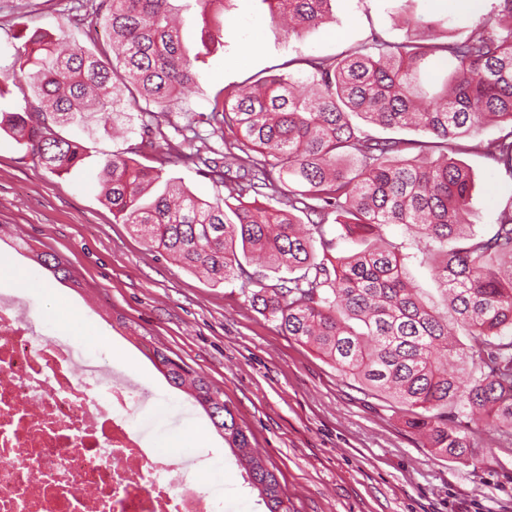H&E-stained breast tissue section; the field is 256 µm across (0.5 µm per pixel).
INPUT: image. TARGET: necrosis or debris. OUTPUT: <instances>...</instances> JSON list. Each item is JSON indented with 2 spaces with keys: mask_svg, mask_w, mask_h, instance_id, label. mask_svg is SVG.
I'll return each mask as SVG.
<instances>
[{
  "mask_svg": "<svg viewBox=\"0 0 512 512\" xmlns=\"http://www.w3.org/2000/svg\"><path fill=\"white\" fill-rule=\"evenodd\" d=\"M23 310L0 295V512H222L198 485L207 455L143 440L149 393Z\"/></svg>",
  "mask_w": 512,
  "mask_h": 512,
  "instance_id": "4bbe7bcc",
  "label": "necrosis or debris"
}]
</instances>
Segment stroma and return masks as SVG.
<instances>
[{
  "instance_id": "obj_1",
  "label": "stroma",
  "mask_w": 512,
  "mask_h": 512,
  "mask_svg": "<svg viewBox=\"0 0 512 512\" xmlns=\"http://www.w3.org/2000/svg\"><path fill=\"white\" fill-rule=\"evenodd\" d=\"M396 0H331V20L288 34L261 0H234L221 19L222 45L200 58L197 82L169 121L152 134L151 118L122 99L120 134L107 137L99 114L86 130L63 128L86 148L83 164L58 175L0 134V292L26 298L28 316L48 335L71 336L82 355L133 374L151 393L138 427L158 448L212 456L199 483L224 485V512H266L257 490L193 398L173 387L146 357L159 348L220 388L252 444L275 466L291 512H512V445L484 424L457 418L473 438L463 459L436 454L407 425L391 399L365 390L333 362L285 336L251 302V286L231 279L215 285L167 256L150 251L130 225L119 223L101 198L98 174L105 155L135 152L158 164L167 142L193 126L209 150L223 153L220 133L202 123L221 89L275 73L288 59L332 57L356 50L372 35L401 40ZM92 0H0V74L18 82L1 110L24 107L28 71L18 52L34 30L67 35L94 51L108 48L103 26L90 22ZM498 0H412L423 25L447 21L453 39H466L493 16ZM495 125L464 138L462 160L473 177L472 222L496 223L512 205V176L484 155L483 143L501 136ZM175 179L204 199L227 196L203 167L167 163ZM27 241L67 262L79 287L53 276L14 248ZM409 279L428 307L446 312L432 260L411 255Z\"/></svg>"
}]
</instances>
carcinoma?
Returning a JSON list of instances; mask_svg holds the SVG:
<instances>
[{
	"label": "carcinoma",
	"mask_w": 512,
	"mask_h": 512,
	"mask_svg": "<svg viewBox=\"0 0 512 512\" xmlns=\"http://www.w3.org/2000/svg\"><path fill=\"white\" fill-rule=\"evenodd\" d=\"M175 0H100L97 10L114 58L99 57L64 39L33 32L26 41L36 112H0V133L29 149L54 173L84 160L80 141L56 131L81 125L84 114L116 112L123 92L167 118L197 79L176 23ZM219 16L232 0H194ZM298 34L330 19L331 0H261ZM403 40L372 43L333 58L307 56L281 67L304 74L271 75L250 87L226 86L215 102L230 120L224 164L201 149L167 146L166 161L202 164L229 197L204 200L168 180L162 169L124 153L103 162L100 181L112 214L129 224L148 249L218 285L230 278L255 283L251 301L286 335L310 345L336 369L384 393L409 415V428L428 447L456 459L470 438L451 424L481 415L512 439V205L486 231L470 220L473 179L449 156L456 140L496 121L511 126L486 155L512 177V0L463 41L423 43L411 34L419 20L404 4L397 12ZM448 55L455 67L439 92L418 84L425 62ZM413 128L424 140L368 132ZM250 194L265 203L244 201ZM414 230V243L432 256L453 321L425 307L407 280L402 245L382 228ZM357 236L367 247L331 260L338 238ZM258 257L288 276L266 285L243 261ZM35 262L61 283L79 285L65 262L41 251ZM468 343L458 342V333ZM164 376L190 390L237 458L267 512H288L274 468L252 447L222 393L207 378L153 349Z\"/></svg>",
	"instance_id": "carcinoma-1"
}]
</instances>
